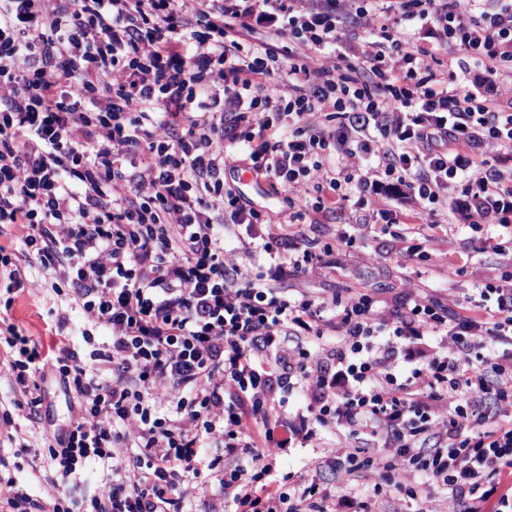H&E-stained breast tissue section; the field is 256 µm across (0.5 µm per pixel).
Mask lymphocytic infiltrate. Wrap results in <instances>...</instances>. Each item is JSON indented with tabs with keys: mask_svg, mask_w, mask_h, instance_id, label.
<instances>
[{
	"mask_svg": "<svg viewBox=\"0 0 512 512\" xmlns=\"http://www.w3.org/2000/svg\"><path fill=\"white\" fill-rule=\"evenodd\" d=\"M241 152L290 221L343 215L339 247L393 223L392 190L407 223L486 227L509 272L466 314L289 291L324 259L297 233L242 240L256 271L224 249L264 221L224 182ZM0 224L21 229L9 279L39 261L107 337L52 361L80 417L48 463L60 486L110 471L92 512H187L181 486L225 461L234 512H368L273 475L319 426L375 491L395 471L425 512H512V0H0ZM295 380L305 412L272 417Z\"/></svg>",
	"mask_w": 512,
	"mask_h": 512,
	"instance_id": "f902f5d3",
	"label": "lymphocytic infiltrate"
}]
</instances>
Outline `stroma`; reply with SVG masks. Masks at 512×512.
Returning a JSON list of instances; mask_svg holds the SVG:
<instances>
[{"instance_id": "35a3bbf8", "label": "stroma", "mask_w": 512, "mask_h": 512, "mask_svg": "<svg viewBox=\"0 0 512 512\" xmlns=\"http://www.w3.org/2000/svg\"><path fill=\"white\" fill-rule=\"evenodd\" d=\"M246 169L242 161H228L225 182L268 214L270 221L261 225V232L278 231L288 213L287 192L273 193L264 180L241 184ZM475 238L467 220L452 214L418 234L410 233L402 224H379L366 229L349 252L337 254L331 267L300 275L293 285L326 297L334 291L356 288L373 294L388 309L420 288L461 301L466 289L498 279L502 272L500 257L490 251H476ZM410 247L423 253V260H406L403 253ZM7 285V279L0 276V320L15 324L46 349L61 337L80 336L86 318L79 307L69 308L62 317L57 314L59 296L70 293V286L54 293L36 266L26 268L19 290L8 291ZM6 336V331L0 330V408L11 414L10 422L0 421V487L14 482L24 487L32 500L43 503L49 499L55 477L46 463L48 447L76 420L77 409L58 376L48 368L29 374L30 383L37 386L42 398L38 410L30 409L29 398L22 394L9 365L13 350ZM338 447L335 431L320 427L311 441L277 451L273 466L280 476L298 473L308 481L327 483L341 492L351 491L369 501L373 512H416L418 505L414 501L389 494L374 495L373 480L348 487L336 457ZM108 477V471L98 463H88L81 481L64 492L66 506L72 512H89L91 499Z\"/></svg>"}]
</instances>
